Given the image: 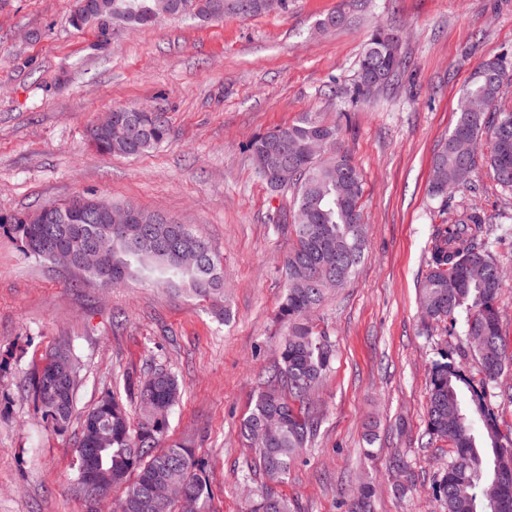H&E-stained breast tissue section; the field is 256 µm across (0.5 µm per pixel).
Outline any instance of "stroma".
Segmentation results:
<instances>
[{
	"instance_id": "stroma-1",
	"label": "stroma",
	"mask_w": 512,
	"mask_h": 512,
	"mask_svg": "<svg viewBox=\"0 0 512 512\" xmlns=\"http://www.w3.org/2000/svg\"><path fill=\"white\" fill-rule=\"evenodd\" d=\"M73 7L0 5V512H114L119 490L95 505L78 491L81 416L155 367L183 386L167 441L194 450L208 512H245L264 478L239 425L278 357L293 238L270 222L291 192L271 191L244 146L305 112L346 118L342 146L364 180L367 257L316 312L334 350L311 400L319 433L280 490L297 512H345L356 485L371 482L374 512H442L433 486L452 450L428 440L425 408L440 349L465 338L418 306L440 221L431 160L474 69L493 57L512 64V0H288L282 11L221 22L116 24L104 38L92 25L74 29ZM337 10L347 21L317 31ZM380 26L399 35L409 65L358 103V61ZM130 105L164 113L168 141L136 158L97 153L90 128ZM90 192L206 238L223 262L221 294L142 279L103 288L23 252L15 214ZM467 205L496 224L492 254L512 274V188L479 169L448 199ZM61 344L80 368L76 414L62 431L21 388ZM397 452L416 477L404 495L387 474Z\"/></svg>"
}]
</instances>
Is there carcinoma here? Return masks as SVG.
<instances>
[{"label": "carcinoma", "instance_id": "cac0c4a2", "mask_svg": "<svg viewBox=\"0 0 512 512\" xmlns=\"http://www.w3.org/2000/svg\"><path fill=\"white\" fill-rule=\"evenodd\" d=\"M176 15L219 22L227 16L249 17L286 8L287 0H176ZM153 0H112V22L132 27L153 24ZM391 30L376 29L359 58L354 97L366 100L371 80L388 84L408 67ZM512 81V68L500 58L482 62L463 88L457 120L439 145L432 171L443 187L428 188L438 212L448 213L445 195L470 180L480 166L494 180L512 188V109L500 103L502 86ZM162 113L134 107L112 111V126L95 125L92 145L103 154L137 157L159 148L169 137ZM245 149L258 166L288 169L284 184L266 180L274 190L294 187L292 212L276 224L296 238L284 261L286 291L278 319L286 334L278 359L242 419L239 434L256 447L257 463L267 484L250 502L248 512H294V504L277 490L304 450L314 441L318 422L309 413L310 395L322 381L333 356L328 337L316 330L311 315L325 296L345 287L366 256L367 224L363 222V177L342 147L340 126L319 114L305 112L292 125L248 141ZM79 196L58 204L73 236L58 224H35L33 215L11 220L24 252L51 260L56 253L89 243L112 256L114 287L132 268L153 277L159 287L186 282L202 298L221 292L222 261L209 243L183 224L136 209L129 224H103L70 219L69 208ZM433 225L428 273L420 283L419 304L428 320L453 327L465 314L464 333L478 340L469 344L482 377L475 380L448 349L439 352L432 367L426 406V433L453 448L448 466L434 484L445 512H512V437L503 434L498 409L489 398V384L512 366V352L501 339L497 297L506 283L502 267L492 258L493 226L478 207H460ZM63 368L66 382L60 401L48 393L43 374ZM78 365L72 352L59 348L47 354L40 370L26 379L27 390L52 418L65 428L75 411ZM130 400L140 419L131 422L127 405L108 393L81 421L75 467L84 450L93 447L99 431L105 447L98 463L102 483L99 497L121 490V512H207L208 488L191 448L162 447L169 416L181 399V386L172 373L154 368L143 378L128 380ZM188 484L191 495L170 499L160 483ZM373 488L363 484L353 495L348 512H371Z\"/></svg>", "mask_w": 512, "mask_h": 512}]
</instances>
